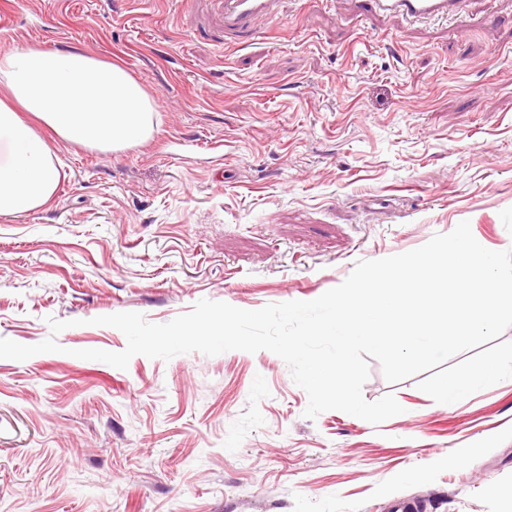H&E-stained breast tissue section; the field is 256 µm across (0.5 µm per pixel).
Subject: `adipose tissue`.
I'll return each mask as SVG.
<instances>
[{"label": "adipose tissue", "mask_w": 512, "mask_h": 512, "mask_svg": "<svg viewBox=\"0 0 512 512\" xmlns=\"http://www.w3.org/2000/svg\"><path fill=\"white\" fill-rule=\"evenodd\" d=\"M154 110L119 64L37 45L0 51V215L55 197L60 173L42 129L77 151L120 152L152 135Z\"/></svg>", "instance_id": "ef3b65f1"}]
</instances>
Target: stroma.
<instances>
[{"instance_id": "1", "label": "stroma", "mask_w": 512, "mask_h": 512, "mask_svg": "<svg viewBox=\"0 0 512 512\" xmlns=\"http://www.w3.org/2000/svg\"><path fill=\"white\" fill-rule=\"evenodd\" d=\"M28 45L120 63L156 112L121 152L55 142L53 203L0 215V338L62 347L0 359V512H512V328L394 384L370 361L364 398L403 408L377 425L306 417L267 350L73 355L127 344L91 318L311 301L464 220L512 248V0L428 23L285 0L237 46L217 0H0V50ZM502 374L503 368L500 365L490 363L474 371L463 380L448 381V379H446L441 386V391L448 403H453L472 388L495 381Z\"/></svg>"}]
</instances>
